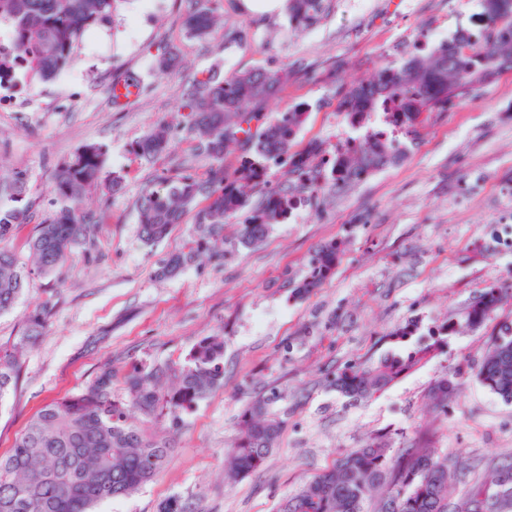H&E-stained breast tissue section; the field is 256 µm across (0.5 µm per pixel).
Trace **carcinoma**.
I'll return each instance as SVG.
<instances>
[{
  "label": "carcinoma",
  "mask_w": 512,
  "mask_h": 512,
  "mask_svg": "<svg viewBox=\"0 0 512 512\" xmlns=\"http://www.w3.org/2000/svg\"><path fill=\"white\" fill-rule=\"evenodd\" d=\"M121 0H0V29L13 42V55L0 60V82L18 76L42 81L68 68L85 34L112 25ZM183 28L192 38L206 40L217 33L220 0H189ZM483 24L461 30L450 41L427 48L413 47L400 67L381 65L372 79L355 87L337 105L350 123L365 124L388 103L399 111L387 113L389 126L416 140L417 126L426 112H443L465 92L478 90L512 70V0H479ZM327 0H287L293 29L306 31L320 22ZM288 84L282 68L222 74L217 68L194 76L179 88L184 130L195 150L212 160L206 176L176 172L162 177L165 188L147 189L140 198L138 221L144 243L163 241L172 227L193 214L196 235L186 249L172 254L159 267L163 278L178 275L202 253L214 251L223 224L243 218L238 243L250 248L265 238L272 225L288 219L294 200L315 204L328 185L345 186L362 176L395 164L400 154L368 135L347 157L319 169L328 153L323 141L309 140L296 148L299 130L312 105L301 100L286 112L271 115L267 106ZM170 148V128L160 124L128 145V152L146 164ZM237 152L236 165L224 168V155ZM108 147L81 146L57 165L49 187L51 208L29 241L36 258L33 270L49 276L72 249L90 237L97 214L84 205L92 191L115 193L122 177L107 170ZM287 169L289 179L270 186L274 169ZM257 206H251L254 195ZM36 202L29 197L28 179L15 171L0 183V314L14 307L30 271L17 264L6 246L19 224L34 218ZM340 244L327 242L312 258L308 274L293 285L296 299L309 297L336 269ZM500 287L486 289L467 311V321L485 323L496 310ZM51 303L43 301L28 315L14 349L0 348V398L16 387L21 371L20 352L45 334ZM416 333L407 325L391 335L395 349L369 358L338 374L333 384L348 397L369 399L434 357L445 344L444 332L420 337L410 350L400 344ZM162 368L134 367L125 377L129 404L112 399V365L106 364L80 393L43 406L16 436L10 452L0 456V512H94L98 504L126 497L152 480L173 448L169 441L148 436L128 422V407L147 418L181 420L201 399L224 384V339L199 341L177 369V385L164 393L159 386ZM479 381L506 403H512V326L492 335L477 372ZM438 406L448 403V378L430 390ZM269 400L252 401L242 414L237 440L228 451L232 471L250 475L262 469L279 438L284 421L270 416ZM429 434L421 429L404 448L391 447L385 435L371 438L315 476L298 494L288 498L294 512H366L378 491L376 512H465L451 508L454 489L448 480V461L434 457ZM491 478L471 486L464 501L480 495Z\"/></svg>",
  "instance_id": "carcinoma-1"
}]
</instances>
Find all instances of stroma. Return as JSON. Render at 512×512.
I'll return each mask as SVG.
<instances>
[{
    "label": "stroma",
    "instance_id": "obj_1",
    "mask_svg": "<svg viewBox=\"0 0 512 512\" xmlns=\"http://www.w3.org/2000/svg\"><path fill=\"white\" fill-rule=\"evenodd\" d=\"M241 0H222V35L190 38L182 26L185 0H127L112 28L85 35L71 66L50 82L23 80L31 98L0 112V177L25 171L30 193L48 209L55 167L89 142L108 144L109 170L122 190L92 192L86 204L104 213L89 239L58 272L30 277L17 304L0 315V347L21 336L38 303L52 300L47 333L23 351L18 387L0 402V455L46 403L82 390L103 363L115 372L112 393L128 398L132 367L181 362L203 337L224 338V385L181 422H142L174 450L161 472L130 496L96 512H157L177 496L200 512H276L313 476L370 438L388 435L406 446L417 428L447 459L456 496L512 459V404L483 386L477 371L496 327L512 323V71L431 113L416 142L404 143L398 164L356 184L328 188L320 204L297 220L273 225L250 248L238 245L240 223H226L218 260L201 259L173 278L157 269L186 246L192 219L162 242L139 237L138 202L177 162L205 176L208 158L195 155L185 134L145 165L128 144L160 122L177 125L178 90L213 65L224 72L285 65L288 84L271 111L306 99L314 108L300 141L335 143L345 127L337 94L367 80L381 63L408 51L421 31L447 36L468 28L478 0H330L314 28L294 31L286 14L252 16ZM180 56L172 73L156 71L166 50ZM140 77L138 95L118 105L110 89L118 75ZM344 241L333 276L308 298L294 299L323 243ZM507 286L494 316L468 325L469 305L487 288ZM413 323L419 333L447 327L441 352L368 400L339 394L335 375L387 351L388 336ZM455 377L446 406L433 405L436 381ZM272 397L284 430L264 467L234 480L224 476L244 408Z\"/></svg>",
    "mask_w": 512,
    "mask_h": 512
}]
</instances>
